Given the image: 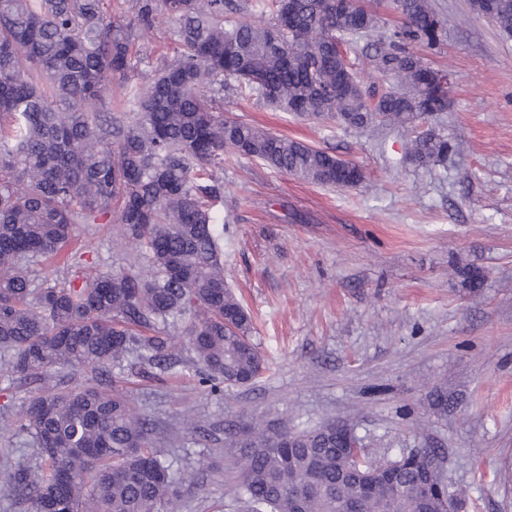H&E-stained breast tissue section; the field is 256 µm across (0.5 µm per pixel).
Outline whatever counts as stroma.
I'll list each match as a JSON object with an SVG mask.
<instances>
[{
    "label": "stroma",
    "mask_w": 512,
    "mask_h": 512,
    "mask_svg": "<svg viewBox=\"0 0 512 512\" xmlns=\"http://www.w3.org/2000/svg\"><path fill=\"white\" fill-rule=\"evenodd\" d=\"M430 3L448 33L409 50L451 75L448 110L426 125L455 147L431 169L407 160L406 130L315 122L225 90V118L354 161L364 180L325 187L225 159L224 281L270 368L220 397L185 363L132 384L172 467L198 476L173 512H241L235 460L177 428L191 411L220 426L346 423L374 461L439 448L458 512H512V38L469 0ZM175 29L162 15L139 39L147 61L132 83H149ZM78 232L88 274L135 257L117 224Z\"/></svg>",
    "instance_id": "35a3bbf8"
}]
</instances>
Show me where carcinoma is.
Masks as SVG:
<instances>
[{
  "instance_id": "1",
  "label": "carcinoma",
  "mask_w": 512,
  "mask_h": 512,
  "mask_svg": "<svg viewBox=\"0 0 512 512\" xmlns=\"http://www.w3.org/2000/svg\"><path fill=\"white\" fill-rule=\"evenodd\" d=\"M512 36V0H485ZM401 29L372 44L386 81L364 90L354 71L357 38L377 31L376 11L349 0H134L112 19L110 0H0V356L10 387H39L24 417L0 420L31 438L4 457L5 496L41 512L65 476L71 512H164L197 474L174 470L157 447L154 420L124 387L162 381L182 362L171 334L187 338L200 381L219 394L265 369L252 319L224 287L220 240L224 153L322 186L352 188L361 167L250 123L224 118L216 96L234 86L249 99L355 129L415 128L448 109L444 71L407 50L437 47L448 18L429 0H392ZM270 10L267 21L249 16ZM178 24L150 84L112 99V80L142 63L138 33L158 14ZM453 151L433 130L408 147L420 167ZM135 246L134 264L32 287L30 266L66 255L82 265L75 225L112 222ZM89 367L94 383L71 386ZM118 370L112 374V370ZM186 432L211 437L189 414ZM238 453L246 512H443L441 472L429 454L369 460L346 448L336 424L312 430L261 422L224 430ZM300 478L297 496L285 487Z\"/></svg>"
}]
</instances>
